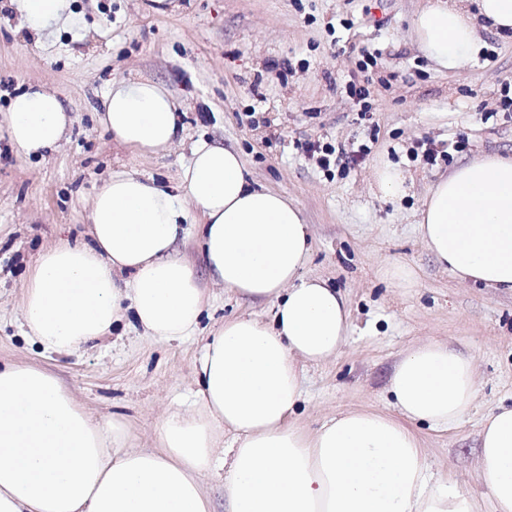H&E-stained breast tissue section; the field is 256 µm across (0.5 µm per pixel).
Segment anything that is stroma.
<instances>
[{
    "mask_svg": "<svg viewBox=\"0 0 512 512\" xmlns=\"http://www.w3.org/2000/svg\"><path fill=\"white\" fill-rule=\"evenodd\" d=\"M69 0L74 25L33 31L14 0H0V362L55 372L98 420L126 422L133 447L159 445L166 409L189 408L194 363L224 320L270 321L274 305L226 293L206 265L200 230L186 225L177 254L209 297L197 336L149 340L131 319L72 355L42 353L20 313L22 287L50 246L88 242L90 204L112 174L135 173L171 191L197 141L236 150L250 182L297 204L312 249L304 275L325 280L350 302V333L336 358L305 368L304 400L292 417L305 432L355 409L391 408L388 382L412 346L437 341L471 356L476 399L453 431L419 429L436 477L456 481L482 512H493L475 468L479 428L497 406H512V295L459 282L423 244L417 226L432 184L488 155H512V112L500 107L512 81V39L482 33L477 58L442 70L412 31L423 0ZM379 54L376 79L357 67ZM152 81L170 92L182 133L168 150L135 153L98 120L113 79ZM369 86L370 119H360L345 85ZM57 94L72 118L57 149L28 156L6 132L12 99L28 88ZM464 136L452 164L424 166L419 143ZM366 144L355 166L322 170L305 143ZM382 161L403 170L408 194L392 200L373 186ZM415 269L404 288L385 274Z\"/></svg>",
    "mask_w": 512,
    "mask_h": 512,
    "instance_id": "stroma-1",
    "label": "stroma"
}]
</instances>
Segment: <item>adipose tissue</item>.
I'll list each match as a JSON object with an SVG mask.
<instances>
[{
    "label": "adipose tissue",
    "mask_w": 512,
    "mask_h": 512,
    "mask_svg": "<svg viewBox=\"0 0 512 512\" xmlns=\"http://www.w3.org/2000/svg\"><path fill=\"white\" fill-rule=\"evenodd\" d=\"M472 2L426 0L415 15V38L438 67L480 53L477 20L512 34V0ZM69 122L57 95L40 89L13 99L7 130L37 156L57 147ZM100 122L142 155L168 149L179 132L170 94L153 82L113 79ZM181 182L176 197L112 175L91 202V245L60 242L32 268L22 299L32 341L71 355L128 313L156 342L196 335L208 298L173 249L193 213L217 282L273 301L272 321L231 318L209 337L193 407L168 412L154 450L130 447L122 420H94L48 369L0 364V512H213L203 477L220 469L226 512H480L473 496L434 475L414 429L462 421L477 392L470 359L439 342L412 347L390 378L395 413L351 410L303 432L290 421L303 399L301 367L341 350L348 302L302 276L311 240L299 207L252 187L237 151L199 142ZM417 225L460 282L512 293V157L458 166L435 184ZM120 272L130 280L119 282ZM477 476L493 512H512V406L482 420Z\"/></svg>",
    "instance_id": "adipose-tissue-1"
}]
</instances>
